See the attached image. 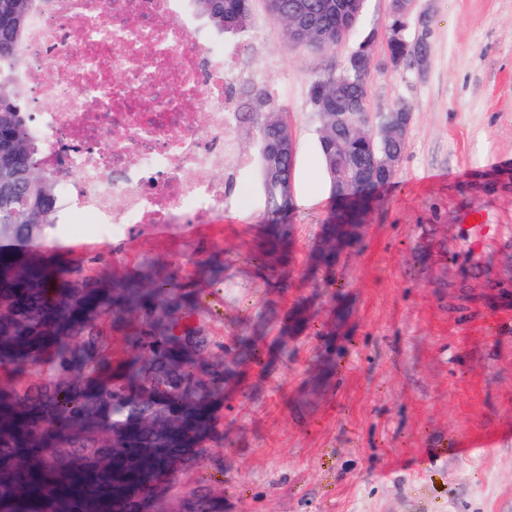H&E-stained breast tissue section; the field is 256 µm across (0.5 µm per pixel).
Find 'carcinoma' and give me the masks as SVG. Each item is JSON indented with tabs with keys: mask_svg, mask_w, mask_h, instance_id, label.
Listing matches in <instances>:
<instances>
[{
	"mask_svg": "<svg viewBox=\"0 0 512 512\" xmlns=\"http://www.w3.org/2000/svg\"><path fill=\"white\" fill-rule=\"evenodd\" d=\"M221 33L247 28L250 0H192ZM286 16L306 6L310 26L295 51L333 48L363 9L364 0H277ZM45 0H0V512H145L175 490L169 475L202 469L207 445L218 436L215 405L224 400V368L201 366L216 341L197 304L185 299L192 280L162 274L145 285L136 278L110 283L80 264L42 258L32 244L57 225L60 199L54 175L25 117L12 74L23 57L32 18ZM268 111L240 113L256 124L260 186L271 214L292 194L294 154L284 156L279 182L265 160L292 142L287 119L263 93ZM311 97L341 99L319 108V146L332 196L344 206L367 181L343 179L336 141L360 159L373 147L402 155L405 141L355 139L336 125V112L368 111L366 79L345 62L315 80ZM266 224L256 259L263 267L288 256L283 219ZM127 356L108 353L112 335ZM121 447H112V436ZM185 512H223L222 500L202 485L179 494Z\"/></svg>",
	"mask_w": 512,
	"mask_h": 512,
	"instance_id": "carcinoma-1",
	"label": "carcinoma"
}]
</instances>
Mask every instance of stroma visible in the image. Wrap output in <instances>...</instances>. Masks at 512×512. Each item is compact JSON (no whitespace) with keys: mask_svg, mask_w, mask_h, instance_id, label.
Returning <instances> with one entry per match:
<instances>
[{"mask_svg":"<svg viewBox=\"0 0 512 512\" xmlns=\"http://www.w3.org/2000/svg\"><path fill=\"white\" fill-rule=\"evenodd\" d=\"M429 17L423 67L387 63L391 0H365L335 49L296 52L266 0L244 34L195 32L224 53L235 83L267 90L295 142L294 192L320 176L315 79L360 44L374 66L370 112L413 113L395 177L378 187L358 244L330 273L310 254L335 204L295 207L288 259L261 272L267 215L256 131L238 125L246 164L224 169L209 224L113 238L63 202L50 248L121 278L143 259L193 276L229 370L221 439L205 473L224 512H512V237L448 256L463 215L512 228V0H417ZM301 312V328L288 327ZM195 470L179 472L194 486Z\"/></svg>","mask_w":512,"mask_h":512,"instance_id":"obj_1","label":"stroma"}]
</instances>
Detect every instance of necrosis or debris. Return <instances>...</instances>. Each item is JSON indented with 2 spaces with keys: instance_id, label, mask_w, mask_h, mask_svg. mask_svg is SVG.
<instances>
[{
  "instance_id": "4bbe7bcc",
  "label": "necrosis or debris",
  "mask_w": 512,
  "mask_h": 512,
  "mask_svg": "<svg viewBox=\"0 0 512 512\" xmlns=\"http://www.w3.org/2000/svg\"><path fill=\"white\" fill-rule=\"evenodd\" d=\"M211 53L179 0H48L18 72L56 102L38 123L42 154L89 223L117 236L223 210L221 174L241 157ZM55 65L70 88L53 80Z\"/></svg>"
}]
</instances>
